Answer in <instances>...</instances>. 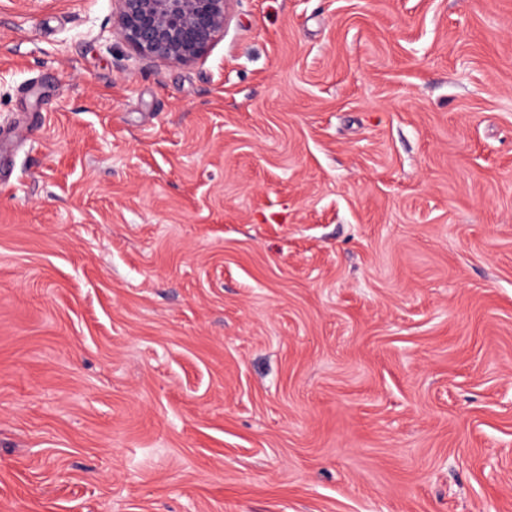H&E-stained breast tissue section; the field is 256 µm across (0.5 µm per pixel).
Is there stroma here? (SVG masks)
<instances>
[{
	"mask_svg": "<svg viewBox=\"0 0 512 512\" xmlns=\"http://www.w3.org/2000/svg\"><path fill=\"white\" fill-rule=\"evenodd\" d=\"M112 11L0 0V512H512V0ZM120 36L143 61L188 64L224 34L233 0H113Z\"/></svg>",
	"mask_w": 512,
	"mask_h": 512,
	"instance_id": "obj_1",
	"label": "stroma"
}]
</instances>
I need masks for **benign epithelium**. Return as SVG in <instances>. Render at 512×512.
<instances>
[{"mask_svg":"<svg viewBox=\"0 0 512 512\" xmlns=\"http://www.w3.org/2000/svg\"><path fill=\"white\" fill-rule=\"evenodd\" d=\"M233 0H113L120 36L138 59L188 64L224 34Z\"/></svg>","mask_w":512,"mask_h":512,"instance_id":"obj_1","label":"benign epithelium"}]
</instances>
